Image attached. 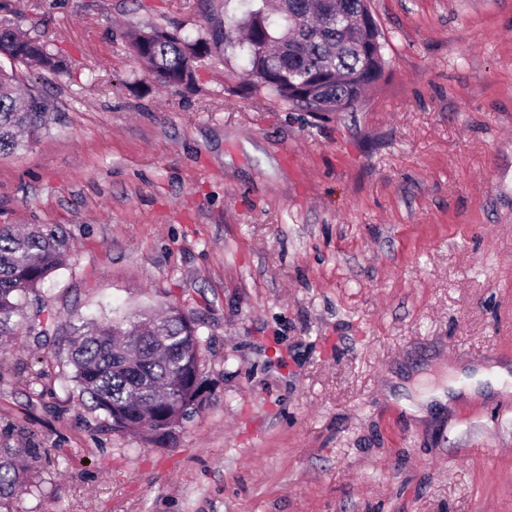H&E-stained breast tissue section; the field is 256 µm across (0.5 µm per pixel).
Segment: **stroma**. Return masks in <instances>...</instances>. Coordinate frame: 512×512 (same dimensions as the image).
<instances>
[{
	"instance_id": "35a3bbf8",
	"label": "stroma",
	"mask_w": 512,
	"mask_h": 512,
	"mask_svg": "<svg viewBox=\"0 0 512 512\" xmlns=\"http://www.w3.org/2000/svg\"><path fill=\"white\" fill-rule=\"evenodd\" d=\"M388 67L351 112L239 94L243 59L160 86L130 29L197 36L242 0H0L67 60L49 129L0 160V224L71 252L48 333L0 356V445L44 497L17 512H512V0H370ZM178 307L207 404L165 446L70 389L67 325Z\"/></svg>"
}]
</instances>
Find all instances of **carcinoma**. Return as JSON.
Segmentation results:
<instances>
[{
	"label": "carcinoma",
	"instance_id": "obj_1",
	"mask_svg": "<svg viewBox=\"0 0 512 512\" xmlns=\"http://www.w3.org/2000/svg\"><path fill=\"white\" fill-rule=\"evenodd\" d=\"M364 0H247L242 15L209 23L194 40L152 28L129 42L162 85L190 87L204 59L224 55L247 60L248 88L304 112H348L382 80L387 61L376 26L358 24ZM0 57L62 72L66 61L49 45L3 21ZM16 70L0 67V159L36 141L52 120L34 89L21 93ZM69 238L60 229L31 224L19 232L0 225V342L23 325L21 298L36 293L62 265ZM68 363L73 381L106 427L144 434L160 444L155 421L181 425L208 389L200 369L201 336L194 322L171 306L106 321L69 324ZM20 448L0 447V512H14L18 487L28 482Z\"/></svg>",
	"mask_w": 512,
	"mask_h": 512
}]
</instances>
